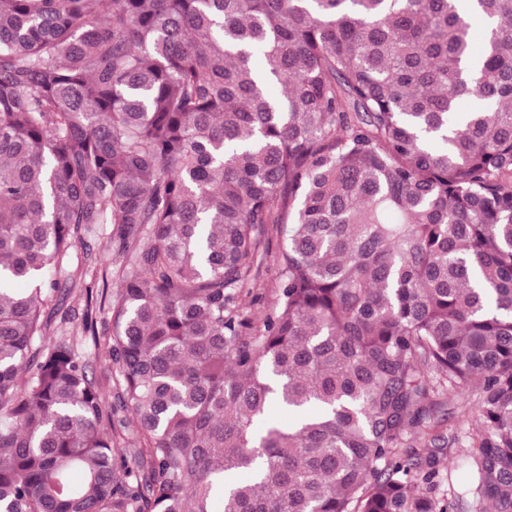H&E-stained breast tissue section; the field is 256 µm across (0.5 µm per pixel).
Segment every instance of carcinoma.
I'll return each mask as SVG.
<instances>
[{"label": "carcinoma", "instance_id": "cac0c4a2", "mask_svg": "<svg viewBox=\"0 0 512 512\" xmlns=\"http://www.w3.org/2000/svg\"><path fill=\"white\" fill-rule=\"evenodd\" d=\"M100 224L133 467L49 336ZM0 512H512V0H0ZM263 241L267 255L258 271V285L254 289L247 286L239 296L240 306L250 313L257 329L262 326L263 319L273 304L278 276L276 257L282 246V237L277 228L270 224L265 229ZM470 448L454 447L448 448L447 454L440 456L441 470L445 473L448 469L451 471L452 478L456 483L465 480V474L462 468V461Z\"/></svg>", "mask_w": 512, "mask_h": 512}]
</instances>
